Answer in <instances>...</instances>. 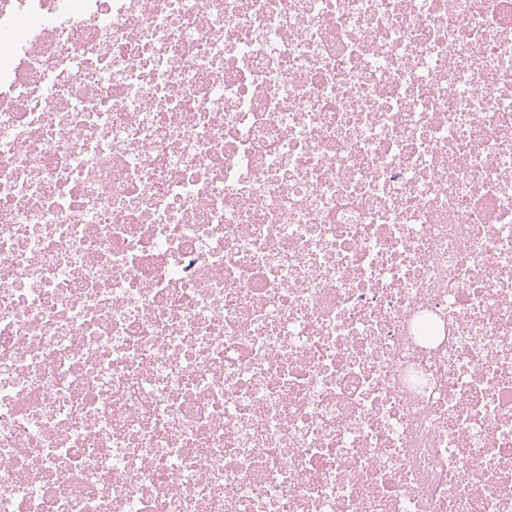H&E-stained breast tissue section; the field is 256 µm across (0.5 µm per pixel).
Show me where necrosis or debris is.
<instances>
[{
    "mask_svg": "<svg viewBox=\"0 0 512 512\" xmlns=\"http://www.w3.org/2000/svg\"><path fill=\"white\" fill-rule=\"evenodd\" d=\"M0 29V512H512V0Z\"/></svg>",
    "mask_w": 512,
    "mask_h": 512,
    "instance_id": "4bbe7bcc",
    "label": "necrosis or debris"
}]
</instances>
